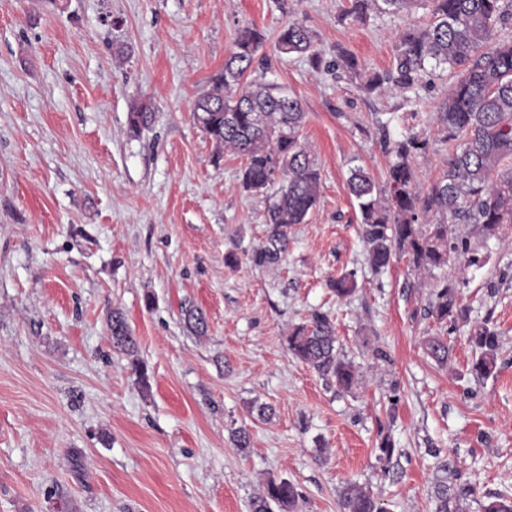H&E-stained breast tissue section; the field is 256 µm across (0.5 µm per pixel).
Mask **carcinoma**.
<instances>
[{
  "mask_svg": "<svg viewBox=\"0 0 512 512\" xmlns=\"http://www.w3.org/2000/svg\"><path fill=\"white\" fill-rule=\"evenodd\" d=\"M417 3L430 8L428 25L399 34L395 70L370 77L364 90L374 92L390 83L409 88L430 67L452 69L455 80L441 105L439 120L448 130V140H457L459 145L448 157L443 177L421 196L413 189L411 165L412 155L420 149L419 140L412 134L393 139L383 125L384 145L392 156L389 196L382 197L360 167L351 169L348 187L358 204L361 237L374 271L385 270L399 252L408 254L423 271L447 266L452 256L462 260L465 268L479 269L485 265V256L468 239L451 234L445 218L472 224L485 237L496 236L500 225L512 223V169L498 170L501 161L512 158V39H496L499 30L512 24V0H353L347 16L365 21L370 11L396 13ZM264 42L260 30H240L224 69L212 77L209 90L193 109L196 124L217 146L245 158L242 185L246 190L261 193L275 175H282L281 187L267 210L266 240L248 253L256 267L276 265L285 257L290 245L288 228L305 221L320 189V173L297 135L305 115L299 99L274 84H241ZM277 47L284 54L307 57L315 68L322 64L310 31L302 24L284 26ZM356 287L353 272L333 284L339 297L351 295ZM429 312L438 321L468 320L453 282L437 288ZM183 320L195 335L206 333L207 322L200 309H184ZM109 331L116 348L128 355L135 353V336L121 312H112ZM469 340L475 348L471 373L477 378L492 375L497 365V332L485 323H475ZM287 342L293 356L334 383L337 390L348 392L358 386L357 370L337 346L336 328L327 315L317 312L294 326ZM426 349L438 363L448 362L444 337H430ZM473 494L474 488L468 485L451 494L443 486L436 494L435 512H459V502ZM298 497L292 483L271 480L252 497L249 512L291 508ZM340 509L385 512L356 483L340 491Z\"/></svg>",
  "mask_w": 512,
  "mask_h": 512,
  "instance_id": "1",
  "label": "carcinoma"
}]
</instances>
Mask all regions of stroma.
Returning a JSON list of instances; mask_svg holds the SVG:
<instances>
[{
  "label": "stroma",
  "instance_id": "stroma-1",
  "mask_svg": "<svg viewBox=\"0 0 512 512\" xmlns=\"http://www.w3.org/2000/svg\"><path fill=\"white\" fill-rule=\"evenodd\" d=\"M351 3L0 0V512H249L282 479L297 512H340L350 482L385 512H433L444 482L475 488L463 512L512 497V224L490 239L452 225L486 255L481 269L453 259L424 273L399 254L372 271L350 170L386 188L377 121L395 112L425 143L412 165L427 193L448 159L437 114L450 79L365 92L394 68L398 34L430 12L362 24L346 18ZM292 21L310 30L320 68L278 52ZM246 26L266 36L258 79L300 100L298 137L320 171L316 206L268 268L248 259L266 238L268 194L244 189V158L192 117ZM340 47L360 76L337 70ZM140 105L150 119L135 133ZM351 271L356 291L337 298L331 281ZM447 279L468 322L428 314ZM189 306L205 313L206 335L185 328ZM116 309L135 355L112 344ZM317 312L362 376L351 392L287 349ZM475 322L499 334L485 379L470 372ZM431 336L447 339V363L428 355ZM262 403L271 420L253 414ZM242 426L244 452L231 438Z\"/></svg>",
  "mask_w": 512,
  "mask_h": 512
}]
</instances>
